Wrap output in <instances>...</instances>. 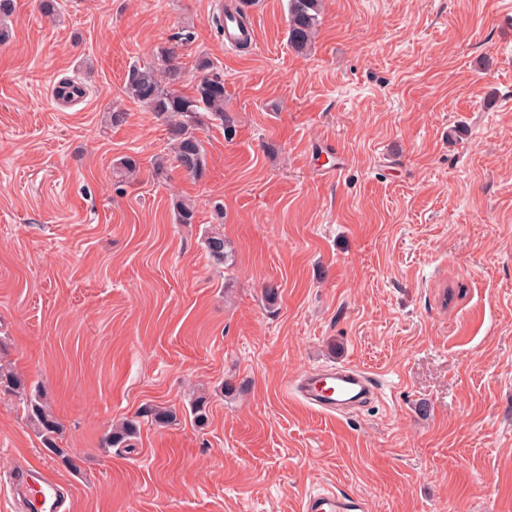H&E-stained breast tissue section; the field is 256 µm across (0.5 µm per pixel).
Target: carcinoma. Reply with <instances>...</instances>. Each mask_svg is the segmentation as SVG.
<instances>
[{
	"label": "carcinoma",
	"instance_id": "carcinoma-1",
	"mask_svg": "<svg viewBox=\"0 0 512 512\" xmlns=\"http://www.w3.org/2000/svg\"><path fill=\"white\" fill-rule=\"evenodd\" d=\"M321 6L322 0H288V42L295 51L302 53L310 47L320 23ZM160 55V66L146 63L130 67L124 85L125 94L165 118L177 167L200 177L206 169V152L195 130L202 124V118L221 121L227 138L235 133L231 117L224 109V79L220 74L211 72V62L202 58L197 67L204 75L195 85L193 94L185 95L180 91L183 73L175 62V50L163 48ZM174 210L178 223H193V203L178 201ZM206 248L214 262L223 264L228 260L224 235L212 233L206 238ZM2 390L15 396L24 406L27 421L41 437L44 447L55 455H62L63 450L57 445L61 425L45 401L42 390L28 386L12 368L0 366ZM148 414L159 425L177 420L176 411L167 407L156 406ZM138 433L139 421L127 419L107 434L104 447L129 448Z\"/></svg>",
	"mask_w": 512,
	"mask_h": 512
}]
</instances>
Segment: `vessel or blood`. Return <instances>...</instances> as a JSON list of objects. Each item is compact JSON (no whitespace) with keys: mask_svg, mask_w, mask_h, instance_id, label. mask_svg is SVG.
<instances>
[{"mask_svg":"<svg viewBox=\"0 0 512 512\" xmlns=\"http://www.w3.org/2000/svg\"><path fill=\"white\" fill-rule=\"evenodd\" d=\"M295 401L321 413L340 414L374 399L373 377L356 367L315 370L298 375L292 382ZM9 480L19 496L21 512H70L69 491L44 467L26 464L12 470ZM302 512H370L366 499L326 489L306 494Z\"/></svg>","mask_w":512,"mask_h":512,"instance_id":"1","label":"vessel or blood"}]
</instances>
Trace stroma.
Listing matches in <instances>:
<instances>
[{
    "label": "stroma",
    "mask_w": 512,
    "mask_h": 512,
    "mask_svg": "<svg viewBox=\"0 0 512 512\" xmlns=\"http://www.w3.org/2000/svg\"><path fill=\"white\" fill-rule=\"evenodd\" d=\"M14 3L0 363L41 387L65 454L0 392V512L22 457L70 487L74 512H301L326 488L371 512H512V0H323L303 54L288 0L243 6L245 50L214 22L240 0ZM165 47L183 92L198 59L224 78L235 133L197 127L200 177L124 93ZM61 80L82 96L56 101ZM125 156L139 169L121 183ZM333 362L368 371L379 399L338 418L290 399ZM155 406L177 423L152 422ZM134 417V447L104 449Z\"/></svg>",
    "instance_id": "35a3bbf8"
}]
</instances>
